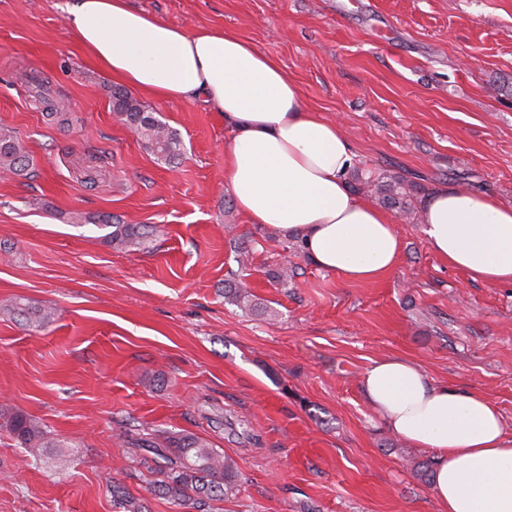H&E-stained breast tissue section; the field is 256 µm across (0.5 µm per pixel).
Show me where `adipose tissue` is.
<instances>
[{
  "instance_id": "ef3b65f1",
  "label": "adipose tissue",
  "mask_w": 512,
  "mask_h": 512,
  "mask_svg": "<svg viewBox=\"0 0 512 512\" xmlns=\"http://www.w3.org/2000/svg\"><path fill=\"white\" fill-rule=\"evenodd\" d=\"M69 14L115 81L223 115L224 177L249 223L295 238L313 265L348 283L395 267L402 242L391 213L352 193L354 155L338 123L306 106L275 59L232 31L190 33L126 0H74ZM421 222L443 262L487 285L512 283V205L444 186L425 199ZM363 391L391 433L435 449L431 486L444 512H512V435L485 396L438 384L404 357L374 361Z\"/></svg>"
}]
</instances>
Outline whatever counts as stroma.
<instances>
[{"label": "stroma", "instance_id": "obj_1", "mask_svg": "<svg viewBox=\"0 0 512 512\" xmlns=\"http://www.w3.org/2000/svg\"><path fill=\"white\" fill-rule=\"evenodd\" d=\"M72 3L0 0V130L32 160L29 175L0 178L12 246L0 253V409L63 442L35 457L0 431V512H115V482L150 512H184L134 472L130 441L158 430L237 461V494L218 512H441L418 469L435 453L380 423L362 377L408 357L486 396L512 430V285L445 264L418 221L441 185L512 204V0H128L190 32H236L339 123L351 190L394 213L403 241L370 284L247 223L224 181L231 133L201 102L149 101L183 155L166 164L146 150L72 30ZM26 70L69 124L46 117ZM102 213L153 225L145 250L104 243ZM229 281L260 309L225 299ZM20 297L51 307L52 322L5 315Z\"/></svg>", "mask_w": 512, "mask_h": 512}]
</instances>
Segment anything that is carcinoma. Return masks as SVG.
<instances>
[{
	"instance_id": "carcinoma-1",
	"label": "carcinoma",
	"mask_w": 512,
	"mask_h": 512,
	"mask_svg": "<svg viewBox=\"0 0 512 512\" xmlns=\"http://www.w3.org/2000/svg\"><path fill=\"white\" fill-rule=\"evenodd\" d=\"M35 99L47 115L61 124L70 122L68 113L57 110L46 97L42 83L36 84ZM113 109L158 159L173 162L181 156L182 143L178 133L162 122L128 90L114 87L111 91ZM30 157L18 137L0 131V172L22 175L29 170ZM97 228L106 231L105 243L139 251L146 244L148 229L142 224H122L112 215H102ZM225 298L253 311L259 303L241 287L224 290ZM7 313L30 326L43 327L51 322L50 308L35 306L26 299L15 301ZM0 429L16 440L18 447L33 456L43 448H61L63 444L39 421L21 411L0 410ZM134 462L149 473L158 475L153 487L158 495L176 506L209 512L211 503L235 495L239 477L237 462L193 434L161 432L134 442ZM112 501L120 512H146L144 504L120 484L112 485Z\"/></svg>"
}]
</instances>
